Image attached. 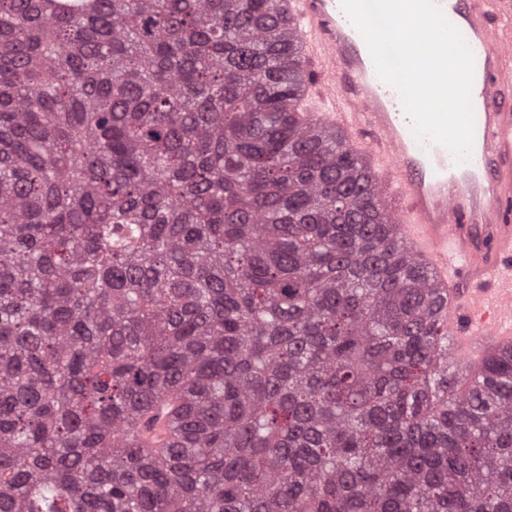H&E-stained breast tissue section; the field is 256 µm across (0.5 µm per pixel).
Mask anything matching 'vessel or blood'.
I'll list each match as a JSON object with an SVG mask.
<instances>
[{
  "mask_svg": "<svg viewBox=\"0 0 512 512\" xmlns=\"http://www.w3.org/2000/svg\"><path fill=\"white\" fill-rule=\"evenodd\" d=\"M474 55V137L456 161L418 140L340 0H281L305 87L294 104L364 163L400 242L433 284L453 363L512 350V0H436Z\"/></svg>",
  "mask_w": 512,
  "mask_h": 512,
  "instance_id": "vessel-or-blood-1",
  "label": "vessel or blood"
}]
</instances>
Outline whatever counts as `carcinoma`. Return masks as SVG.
Masks as SVG:
<instances>
[{
    "instance_id": "carcinoma-1",
    "label": "carcinoma",
    "mask_w": 512,
    "mask_h": 512,
    "mask_svg": "<svg viewBox=\"0 0 512 512\" xmlns=\"http://www.w3.org/2000/svg\"><path fill=\"white\" fill-rule=\"evenodd\" d=\"M303 87L277 0H0V512H512V353Z\"/></svg>"
}]
</instances>
